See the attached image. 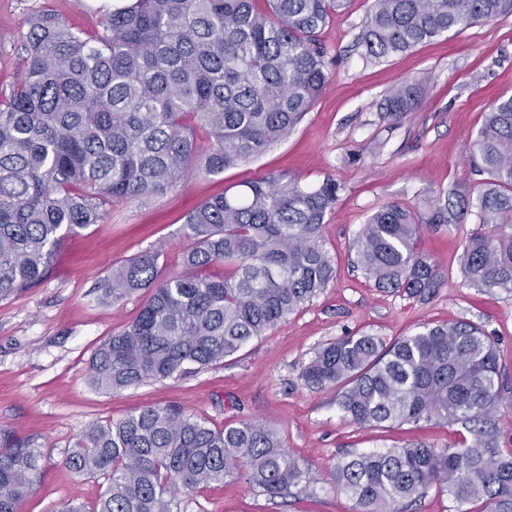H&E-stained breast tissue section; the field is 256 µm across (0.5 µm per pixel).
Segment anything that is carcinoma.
<instances>
[{"instance_id": "obj_1", "label": "carcinoma", "mask_w": 512, "mask_h": 512, "mask_svg": "<svg viewBox=\"0 0 512 512\" xmlns=\"http://www.w3.org/2000/svg\"><path fill=\"white\" fill-rule=\"evenodd\" d=\"M346 4L129 0L102 14L94 39L48 11L28 18L24 66L0 93V300L41 281L62 243L102 223L112 203L152 197L200 170L222 173L288 138L333 77L317 34ZM511 13L512 0H373L359 43L379 61ZM420 90L419 81L395 88L386 112L412 111ZM472 158L486 175L476 197L447 191L423 214L388 204L360 225L355 263L378 287L433 293L441 275L418 248L421 227L460 224L474 208L490 229L464 246V282L512 293V96L486 113ZM338 190L333 179L315 188L250 181L188 213L192 246L179 274L158 279L159 250L112 269L104 298L149 296L96 349L92 385L117 392L220 362L319 297L336 278L322 227ZM217 263L224 278L200 275ZM300 377L311 389L336 387L339 411L357 425L466 426L492 424L503 371L482 327L460 320L388 345L345 336L320 347ZM39 458L32 440L0 429V512H18ZM66 464L108 477L96 512H180V495L235 474L270 497L308 486L273 426L215 429L174 405L89 427ZM331 480L353 512H402L431 488L453 512H512V451L481 429L468 445L355 454Z\"/></svg>"}]
</instances>
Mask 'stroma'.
<instances>
[{
  "label": "stroma",
  "instance_id": "stroma-1",
  "mask_svg": "<svg viewBox=\"0 0 512 512\" xmlns=\"http://www.w3.org/2000/svg\"><path fill=\"white\" fill-rule=\"evenodd\" d=\"M370 3L349 0L319 31L334 77L286 140L223 173L201 171L162 194L113 204L102 223L66 239L42 282L0 300V428L34 439L42 452L33 488L18 512H60L71 500L93 512L108 480L71 472L69 451L92 424L117 421L149 405H178L215 428L242 420L270 424L308 470L303 492L294 488L272 498L233 476L182 497L181 512H352V501L330 479L345 454L413 440L440 448L471 443L473 434L459 424L354 425L339 411L334 389L304 385L301 366L318 347L362 331L390 342L427 323L481 325L504 373L493 434L499 448L512 449V293L465 286L458 263L467 239L483 229L477 217L424 227L420 248L442 274L440 287L424 298L375 287L350 249L360 225L386 204L421 211L440 191H477L481 177L471 161L473 141L491 106L512 95V15L369 62L357 38ZM100 9L99 0H0V90L11 86L22 65L28 16L50 11L91 35ZM419 77L425 84L416 107L402 117L389 116V92ZM263 177L303 187L329 178L339 183L323 230L336 261L334 282L267 336L219 363L117 393L92 387L95 349L127 327L148 297L143 289L116 303L103 300L102 279L155 249L162 252L160 277L180 272L189 245L185 216L224 190Z\"/></svg>",
  "mask_w": 512,
  "mask_h": 512
}]
</instances>
